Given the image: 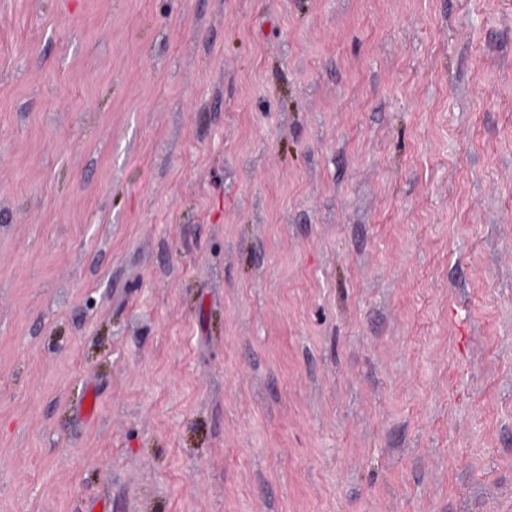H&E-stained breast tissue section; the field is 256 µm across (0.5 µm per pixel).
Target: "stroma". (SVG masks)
<instances>
[{
  "mask_svg": "<svg viewBox=\"0 0 512 512\" xmlns=\"http://www.w3.org/2000/svg\"><path fill=\"white\" fill-rule=\"evenodd\" d=\"M0 512H512V0H0Z\"/></svg>",
  "mask_w": 512,
  "mask_h": 512,
  "instance_id": "35a3bbf8",
  "label": "stroma"
}]
</instances>
